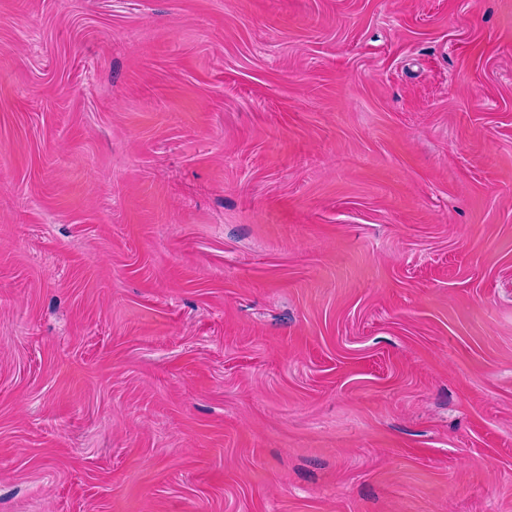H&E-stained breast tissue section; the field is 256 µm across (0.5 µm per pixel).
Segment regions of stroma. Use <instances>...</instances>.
Here are the masks:
<instances>
[{"mask_svg": "<svg viewBox=\"0 0 512 512\" xmlns=\"http://www.w3.org/2000/svg\"><path fill=\"white\" fill-rule=\"evenodd\" d=\"M0 512H512V0H0Z\"/></svg>", "mask_w": 512, "mask_h": 512, "instance_id": "35a3bbf8", "label": "stroma"}]
</instances>
